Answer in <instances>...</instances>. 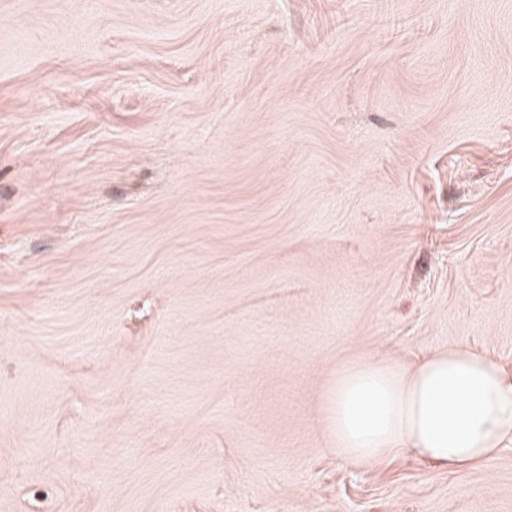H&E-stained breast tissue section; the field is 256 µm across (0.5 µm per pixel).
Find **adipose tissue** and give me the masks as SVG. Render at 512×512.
Returning <instances> with one entry per match:
<instances>
[{
	"mask_svg": "<svg viewBox=\"0 0 512 512\" xmlns=\"http://www.w3.org/2000/svg\"><path fill=\"white\" fill-rule=\"evenodd\" d=\"M320 416L343 460L381 463L409 453L464 471L512 446V375L462 345L410 363L359 359L337 369Z\"/></svg>",
	"mask_w": 512,
	"mask_h": 512,
	"instance_id": "obj_1",
	"label": "adipose tissue"
}]
</instances>
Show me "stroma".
<instances>
[{
  "label": "stroma",
  "instance_id": "35a3bbf8",
  "mask_svg": "<svg viewBox=\"0 0 512 512\" xmlns=\"http://www.w3.org/2000/svg\"><path fill=\"white\" fill-rule=\"evenodd\" d=\"M451 344L512 372V0H0V512H512L321 423Z\"/></svg>",
  "mask_w": 512,
  "mask_h": 512
}]
</instances>
